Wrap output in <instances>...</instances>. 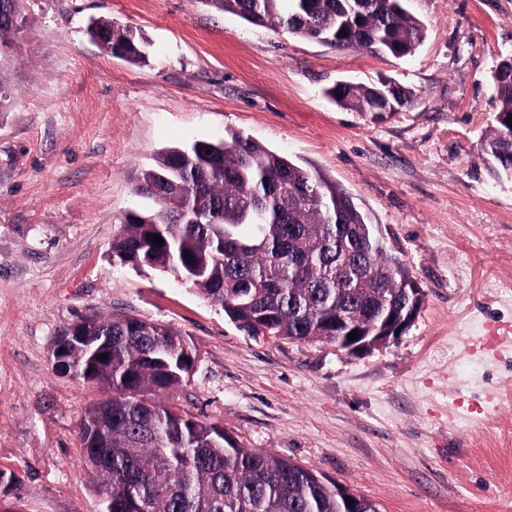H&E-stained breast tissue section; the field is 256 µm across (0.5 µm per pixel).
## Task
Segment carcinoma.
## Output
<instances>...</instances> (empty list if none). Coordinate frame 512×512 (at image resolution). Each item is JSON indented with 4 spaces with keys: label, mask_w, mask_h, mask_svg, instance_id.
Wrapping results in <instances>:
<instances>
[{
    "label": "carcinoma",
    "mask_w": 512,
    "mask_h": 512,
    "mask_svg": "<svg viewBox=\"0 0 512 512\" xmlns=\"http://www.w3.org/2000/svg\"><path fill=\"white\" fill-rule=\"evenodd\" d=\"M205 2L330 48L403 57L424 39L404 0ZM23 24L22 0H0V47ZM95 26L112 54L145 59L129 29L105 17ZM494 81L501 107L481 150L495 176L512 178V78ZM382 90L338 82L326 95L342 109L372 112ZM134 191L149 206L120 220L112 260L173 275L253 333L334 343L345 335L336 327L344 315L351 330L378 336L407 301L409 270L351 195L240 134L159 150ZM51 359L107 393L85 412L81 443L112 512H376L370 500L279 455L243 448L219 425L161 399L195 362L169 327L117 313L79 316L59 332Z\"/></svg>",
    "instance_id": "obj_1"
}]
</instances>
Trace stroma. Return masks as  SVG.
<instances>
[{
	"label": "stroma",
	"mask_w": 512,
	"mask_h": 512,
	"mask_svg": "<svg viewBox=\"0 0 512 512\" xmlns=\"http://www.w3.org/2000/svg\"><path fill=\"white\" fill-rule=\"evenodd\" d=\"M0 53V512H100L80 441L99 392L56 372L77 316L120 313L183 334L173 397L240 446L314 470L378 512H512V179L481 142L512 56V0H405L425 38L403 58L336 50L205 0H24ZM105 16L146 59L105 54ZM389 78L413 100L353 112L339 81ZM238 133L346 188L423 291L395 341L350 353L254 334L192 287L113 263L140 169L168 146Z\"/></svg>",
	"instance_id": "obj_1"
}]
</instances>
